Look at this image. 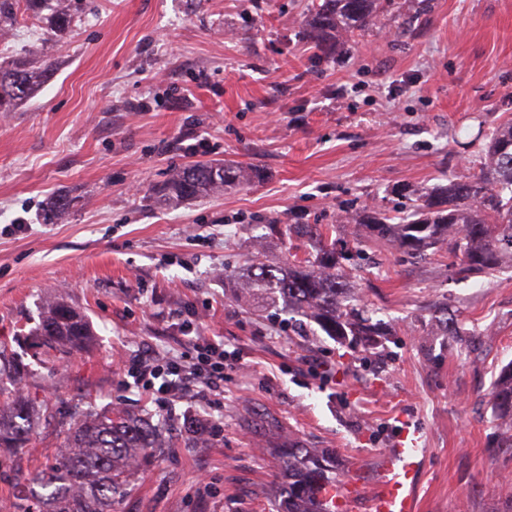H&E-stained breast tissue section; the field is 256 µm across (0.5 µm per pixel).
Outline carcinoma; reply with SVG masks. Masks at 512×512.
Here are the masks:
<instances>
[{"label":"carcinoma","instance_id":"obj_1","mask_svg":"<svg viewBox=\"0 0 512 512\" xmlns=\"http://www.w3.org/2000/svg\"><path fill=\"white\" fill-rule=\"evenodd\" d=\"M49 0H0V15L38 12ZM71 0H55L60 29L70 25ZM390 0H318L308 20L315 47L323 55L336 51L334 39L375 26ZM53 70L46 63L34 69L21 60L0 62V112L27 99ZM245 180L242 167L227 163H195L179 169L162 189L170 200L196 199ZM72 199L58 195L50 205L53 218L69 212ZM367 236L415 259L448 247V266L473 277L492 275L512 263V120L492 133L479 172L454 175L448 183L421 194L409 211L389 215L368 212L360 221ZM280 234L296 233L310 242L311 260L274 264L255 252L248 261L245 297L258 312L268 303L313 319L328 336L374 335L368 319L354 303L343 280L349 248L328 240L317 225L281 224ZM41 360L81 348L91 336L86 319L63 301L53 302L36 329ZM495 416L502 421L503 445L512 448V366L493 391ZM37 411L19 389L0 405V448L19 454L35 432ZM43 429L64 435L45 466L24 477L28 496L13 504L16 512H114L139 467L172 448L171 428L150 415L113 409L102 415L90 410L45 411ZM282 477L277 512H329L322 489L336 483V454L292 444L282 451Z\"/></svg>","mask_w":512,"mask_h":512}]
</instances>
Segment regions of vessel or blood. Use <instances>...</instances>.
Returning a JSON list of instances; mask_svg holds the SVG:
<instances>
[{
  "label": "vessel or blood",
  "mask_w": 512,
  "mask_h": 512,
  "mask_svg": "<svg viewBox=\"0 0 512 512\" xmlns=\"http://www.w3.org/2000/svg\"><path fill=\"white\" fill-rule=\"evenodd\" d=\"M415 448H391L382 458L380 478L368 496L369 512H412L405 486L411 477Z\"/></svg>",
  "instance_id": "vessel-or-blood-1"
}]
</instances>
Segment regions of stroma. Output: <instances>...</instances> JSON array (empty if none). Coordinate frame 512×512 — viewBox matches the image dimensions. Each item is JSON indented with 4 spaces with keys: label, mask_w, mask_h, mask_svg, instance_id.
I'll use <instances>...</instances> for the list:
<instances>
[{
    "label": "stroma",
    "mask_w": 512,
    "mask_h": 512,
    "mask_svg": "<svg viewBox=\"0 0 512 512\" xmlns=\"http://www.w3.org/2000/svg\"><path fill=\"white\" fill-rule=\"evenodd\" d=\"M313 0H79L66 32L45 14L0 59L54 70L0 112V343L31 366L36 406L116 407L208 428L146 467L116 512H276L280 448L336 454V477L372 489L402 431L421 453L414 512H512V448L499 447L492 389L512 364V267L462 279L440 256L375 246L340 215L477 172L512 119V0H396L381 24L313 48ZM230 159L260 181L164 203L175 169ZM74 203L49 219V200ZM281 221L328 227L360 250L346 277L381 334L371 345L309 319L254 312L235 285L263 250L285 263L306 240ZM62 299L89 322L88 349L31 359L32 330ZM457 333L445 335L438 309ZM193 329H186V322ZM236 351L224 388L165 408L122 381V361L181 356L193 336ZM56 439L0 451V502L18 468Z\"/></svg>",
    "instance_id": "obj_1"
}]
</instances>
